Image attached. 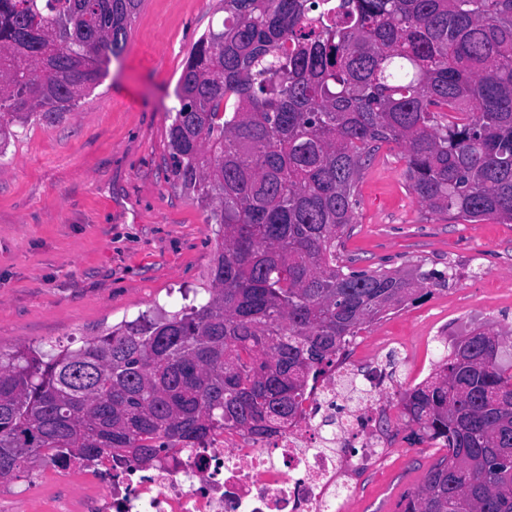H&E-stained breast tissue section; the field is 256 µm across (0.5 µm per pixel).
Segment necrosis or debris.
Segmentation results:
<instances>
[{
  "label": "necrosis or debris",
  "instance_id": "1",
  "mask_svg": "<svg viewBox=\"0 0 512 512\" xmlns=\"http://www.w3.org/2000/svg\"><path fill=\"white\" fill-rule=\"evenodd\" d=\"M353 364L351 352L340 354L287 430L271 439L218 429L146 469L72 456L42 467L35 480L70 482L73 499L7 483L0 484V499L28 500L33 512H336L339 482L372 464L381 444L380 435L331 426L338 387Z\"/></svg>",
  "mask_w": 512,
  "mask_h": 512
}]
</instances>
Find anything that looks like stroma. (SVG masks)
Listing matches in <instances>:
<instances>
[{
  "instance_id": "35a3bbf8",
  "label": "stroma",
  "mask_w": 512,
  "mask_h": 512,
  "mask_svg": "<svg viewBox=\"0 0 512 512\" xmlns=\"http://www.w3.org/2000/svg\"><path fill=\"white\" fill-rule=\"evenodd\" d=\"M218 0H144L127 46L72 111L21 128L0 157V348L81 345L113 324L183 305L206 280L214 234L174 181L167 134L196 41ZM382 145L357 185L339 249L350 269L423 262L448 282L365 324L360 367L386 372L393 419L379 463L339 488L343 512H400L444 451L412 434L400 401L477 327L512 345V224L435 213Z\"/></svg>"
}]
</instances>
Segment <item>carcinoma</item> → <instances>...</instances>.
<instances>
[{"instance_id":"obj_1","label":"carcinoma","mask_w":512,"mask_h":512,"mask_svg":"<svg viewBox=\"0 0 512 512\" xmlns=\"http://www.w3.org/2000/svg\"><path fill=\"white\" fill-rule=\"evenodd\" d=\"M142 0H0V150L77 106ZM168 132L174 180L216 226L176 310L78 347L0 350V483L45 461L149 466L216 428L277 435L364 324L445 281L344 271L362 170L384 143L436 213L512 223V0H222ZM499 336L462 338L401 402L447 449L402 512H512V372Z\"/></svg>"}]
</instances>
